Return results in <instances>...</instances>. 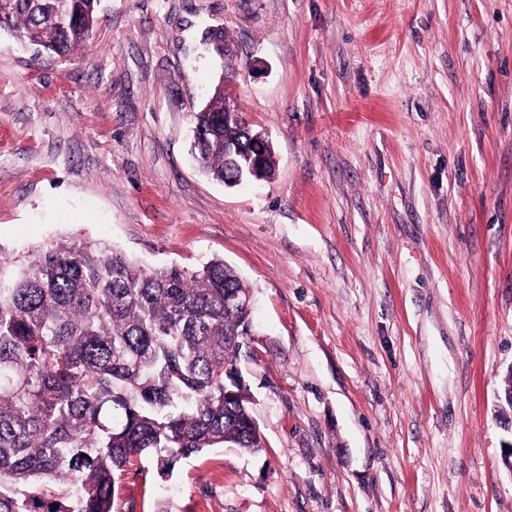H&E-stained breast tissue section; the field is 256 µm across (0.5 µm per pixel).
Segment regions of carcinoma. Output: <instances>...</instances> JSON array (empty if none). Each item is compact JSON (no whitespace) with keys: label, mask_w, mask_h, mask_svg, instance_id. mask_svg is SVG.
I'll return each instance as SVG.
<instances>
[{"label":"carcinoma","mask_w":512,"mask_h":512,"mask_svg":"<svg viewBox=\"0 0 512 512\" xmlns=\"http://www.w3.org/2000/svg\"><path fill=\"white\" fill-rule=\"evenodd\" d=\"M99 0H0V32L60 57L81 47ZM196 159L237 175L223 90L195 113ZM221 259L147 271L101 242L55 241L0 255V512H114L116 485L144 453L168 475L226 442L261 447L246 383L224 402L250 308Z\"/></svg>","instance_id":"1"}]
</instances>
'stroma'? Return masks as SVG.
<instances>
[{
	"mask_svg": "<svg viewBox=\"0 0 512 512\" xmlns=\"http://www.w3.org/2000/svg\"><path fill=\"white\" fill-rule=\"evenodd\" d=\"M219 85L272 179L199 170ZM74 236L254 299L261 448L143 459L117 512H512V0H99L69 58L1 32L0 254Z\"/></svg>",
	"mask_w": 512,
	"mask_h": 512,
	"instance_id": "35a3bbf8",
	"label": "stroma"
}]
</instances>
